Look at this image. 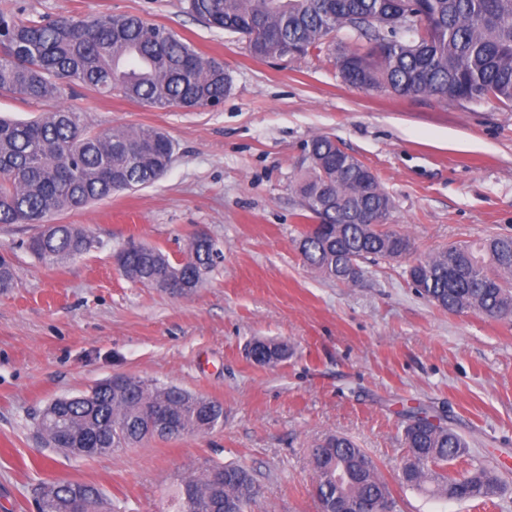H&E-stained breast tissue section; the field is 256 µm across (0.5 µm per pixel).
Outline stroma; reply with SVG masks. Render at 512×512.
<instances>
[{"instance_id":"obj_1","label":"stroma","mask_w":512,"mask_h":512,"mask_svg":"<svg viewBox=\"0 0 512 512\" xmlns=\"http://www.w3.org/2000/svg\"><path fill=\"white\" fill-rule=\"evenodd\" d=\"M128 14L174 31L223 61L232 87L216 106L153 108L77 89L65 106L98 128L152 126L175 145L156 183L54 214L91 231V246L46 266L24 247L36 224H0L16 267L0 291V512H35L45 479L99 486L112 512H166L179 476L214 460L242 464L260 487L254 512H316L310 450L342 434L378 463L398 512H512V321L440 310L410 284L414 258L448 244L512 234V106L399 97L345 83L340 31L323 53L254 57L187 0H0V11ZM327 136L377 176L390 230L413 255L363 263L354 285L311 271L298 250L297 185L313 137ZM204 235L220 256L188 296L125 278L131 239L181 257ZM288 342L277 366L255 363L252 338ZM181 386L220 402L213 432L155 438L93 458L41 448L35 418L51 400L115 376ZM424 405L467 439L456 474L481 466L501 486L456 501L401 486V411Z\"/></svg>"}]
</instances>
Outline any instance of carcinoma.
<instances>
[{"instance_id": "obj_1", "label": "carcinoma", "mask_w": 512, "mask_h": 512, "mask_svg": "<svg viewBox=\"0 0 512 512\" xmlns=\"http://www.w3.org/2000/svg\"><path fill=\"white\" fill-rule=\"evenodd\" d=\"M204 24L248 39L263 58L321 53L326 37L348 30L368 43L337 58L341 78L354 86L400 97L430 96L466 102L512 103V0H188ZM83 86L117 91L157 108L215 106L231 88L224 63L197 52L173 31L134 15L84 19L69 14L20 17L0 13V93L41 103ZM175 152L163 131L140 126L94 130L84 115L59 106L27 122L0 119V224H47L27 249L49 266L88 250L87 230L50 224L52 215L80 209L116 193L153 184ZM309 168L298 185L306 226L299 250L310 268L342 283L369 257L395 259L413 250L411 239L386 234L371 221L393 205L377 177L327 136L308 144ZM219 252L211 240L192 238L175 260L158 247L128 243L117 255L121 272L146 287H199L195 273ZM411 284L441 310L499 320L512 316V235L451 244L407 271ZM14 265L0 254V291L14 284ZM261 364L288 358V345L255 338ZM408 460L401 483L457 501L487 498L498 480L484 468L450 478L448 462L468 442L445 419L423 407L403 413ZM224 422V407L182 388L125 376L91 392L53 399L38 415L44 448L75 457L105 455L174 430L208 433ZM318 512H394L396 499L375 460L349 438L325 437L312 449ZM259 487L242 465L205 463L177 480L172 512H249ZM96 485L46 480L36 506L42 512H103Z\"/></svg>"}]
</instances>
